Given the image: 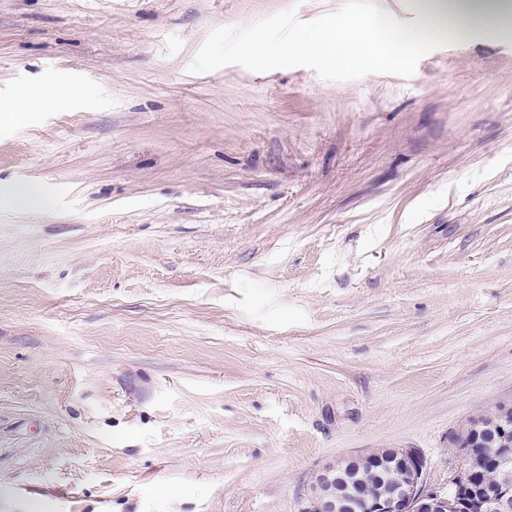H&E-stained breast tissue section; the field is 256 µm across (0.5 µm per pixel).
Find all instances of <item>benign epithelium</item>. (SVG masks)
Returning <instances> with one entry per match:
<instances>
[{
  "mask_svg": "<svg viewBox=\"0 0 512 512\" xmlns=\"http://www.w3.org/2000/svg\"><path fill=\"white\" fill-rule=\"evenodd\" d=\"M496 465L498 484L481 497L482 512H512V448L490 449ZM386 467L398 474L389 491H372L357 499L360 512H468L471 486L468 470L453 473L443 493L425 480L426 460L414 448L381 449L346 462L324 467L309 486L300 512H341L343 495L338 482L362 467Z\"/></svg>",
  "mask_w": 512,
  "mask_h": 512,
  "instance_id": "1",
  "label": "benign epithelium"
}]
</instances>
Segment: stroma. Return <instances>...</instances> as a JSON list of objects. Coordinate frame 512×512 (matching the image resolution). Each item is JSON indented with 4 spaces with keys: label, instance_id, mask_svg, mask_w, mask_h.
Segmentation results:
<instances>
[{
    "label": "stroma",
    "instance_id": "stroma-1",
    "mask_svg": "<svg viewBox=\"0 0 512 512\" xmlns=\"http://www.w3.org/2000/svg\"><path fill=\"white\" fill-rule=\"evenodd\" d=\"M412 0H0V512H300L512 402V33L372 71ZM275 49L268 66L256 40ZM38 185L44 207L20 188ZM70 96V89L60 83L37 85L25 89L18 102L5 105L4 113L17 112L23 109L25 112H42L46 108L55 107Z\"/></svg>",
    "mask_w": 512,
    "mask_h": 512
}]
</instances>
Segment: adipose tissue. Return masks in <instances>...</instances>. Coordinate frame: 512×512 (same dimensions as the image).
<instances>
[{"instance_id":"ef3b65f1","label":"adipose tissue","mask_w":512,"mask_h":512,"mask_svg":"<svg viewBox=\"0 0 512 512\" xmlns=\"http://www.w3.org/2000/svg\"><path fill=\"white\" fill-rule=\"evenodd\" d=\"M426 19L418 29H392L384 13L364 25L336 21L320 30L300 33L296 48L327 56L359 69L371 68L381 58L404 60L420 47L437 40H462L504 24L500 0H414Z\"/></svg>"}]
</instances>
